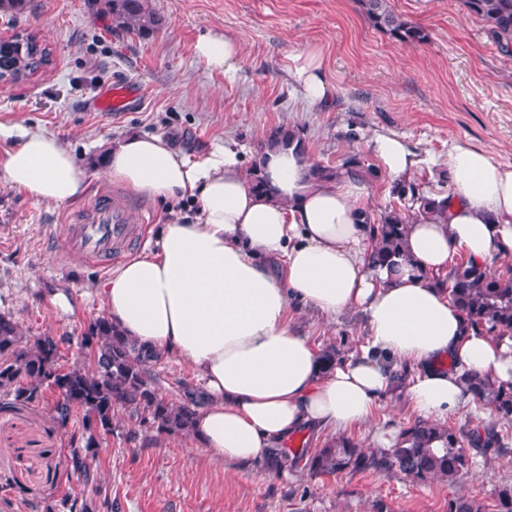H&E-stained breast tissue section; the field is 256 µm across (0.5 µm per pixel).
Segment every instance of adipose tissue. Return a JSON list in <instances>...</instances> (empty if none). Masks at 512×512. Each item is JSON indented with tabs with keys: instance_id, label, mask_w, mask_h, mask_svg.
<instances>
[{
	"instance_id": "1",
	"label": "adipose tissue",
	"mask_w": 512,
	"mask_h": 512,
	"mask_svg": "<svg viewBox=\"0 0 512 512\" xmlns=\"http://www.w3.org/2000/svg\"><path fill=\"white\" fill-rule=\"evenodd\" d=\"M196 52L233 73L241 49L230 36H202ZM287 74L307 108L327 109L335 94L319 48L288 56ZM371 148L392 178L418 164L399 138L378 134ZM237 143H216L191 160L158 135L114 143L105 172L132 191L197 207L189 221L161 228L156 248L112 271L97 293L112 323L137 344L195 368L203 401L194 436L230 465L271 462L301 433L365 422L379 398L405 391L415 412L440 418L470 395L476 371L512 381V336L465 327L431 275L456 253L479 265L512 254V163L459 142L448 145L453 199L442 217L414 213L405 237L409 264H373L363 219L361 177L318 182L294 147L265 149L272 191L251 190ZM0 178L38 202L76 201L91 177L54 134L24 130L0 164ZM334 316L360 311L359 353L321 372L319 353L288 320L290 300Z\"/></svg>"
}]
</instances>
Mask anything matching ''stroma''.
I'll return each mask as SVG.
<instances>
[{"label": "stroma", "instance_id": "stroma-1", "mask_svg": "<svg viewBox=\"0 0 512 512\" xmlns=\"http://www.w3.org/2000/svg\"><path fill=\"white\" fill-rule=\"evenodd\" d=\"M159 19L153 32L116 28L106 0H29L25 14L0 11V36L32 34L52 50L53 63L22 83H0V126L14 132L40 128L58 135L77 162L96 167L106 146L130 135H161L203 158L220 140L244 148L252 164L277 128L299 135L312 162L341 168L357 156L370 194L368 214L398 206L393 179L371 149L375 135L396 136L423 158L407 175L421 193L446 197L448 144L461 141L494 159L512 162V56L499 52L486 24L462 0H389L429 40L411 45L375 30L360 0H145ZM226 33L242 48L233 76L209 67L196 53L205 33ZM321 48L335 86L332 107L308 110L290 82L289 53ZM142 84L141 104L121 113L95 107L103 84ZM118 191L132 210L153 220L123 259L153 247L168 203L139 194L98 171L84 193ZM71 205L30 198L0 182V312L11 314L27 338L47 333L71 339L63 363L88 365L79 338L105 309L96 293L108 273L70 252L63 228ZM67 293L61 312L54 293ZM290 323L317 348L329 345L342 359L362 338V318L335 317L288 306ZM416 419L403 393L376 404L368 422L346 429L366 451L376 434L391 439ZM138 423L117 412L94 466L114 512H373L385 501L392 512H448V501L469 497L493 505L497 489L512 484V436L506 454L470 449L473 465L454 483L412 482L397 472L313 476L301 467H234L215 460L190 437L146 445ZM59 428L48 401L0 409V512H37L43 498L80 495L81 479L62 462L76 441Z\"/></svg>", "mask_w": 512, "mask_h": 512}]
</instances>
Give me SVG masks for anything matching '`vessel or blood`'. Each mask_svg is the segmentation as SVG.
<instances>
[{
	"label": "vessel or blood",
	"mask_w": 512,
	"mask_h": 512,
	"mask_svg": "<svg viewBox=\"0 0 512 512\" xmlns=\"http://www.w3.org/2000/svg\"><path fill=\"white\" fill-rule=\"evenodd\" d=\"M141 97L138 84L115 81L100 88L95 106L100 110L123 112ZM150 221L149 212H132L122 199L104 189L71 216L65 227V237L69 250L97 259L124 248L134 238L138 225Z\"/></svg>",
	"instance_id": "obj_1"
}]
</instances>
